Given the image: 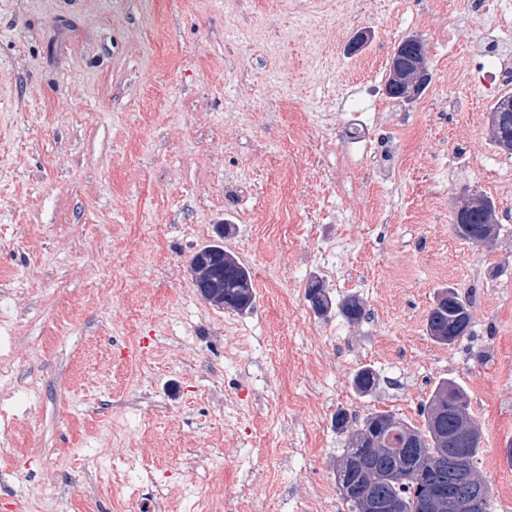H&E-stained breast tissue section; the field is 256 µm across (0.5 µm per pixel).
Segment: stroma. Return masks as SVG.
<instances>
[{"mask_svg":"<svg viewBox=\"0 0 512 512\" xmlns=\"http://www.w3.org/2000/svg\"><path fill=\"white\" fill-rule=\"evenodd\" d=\"M299 2L0 0V512H348L336 411L419 427L445 379L469 393L490 512H512V181L468 163L512 153L465 78L479 26L449 31L455 0ZM409 34L432 80L405 104L384 86ZM385 147L387 190L367 177ZM481 194L486 247L453 224ZM216 239L248 311L191 280ZM315 276L363 318L317 315ZM449 286L474 324L445 346L427 316ZM479 196L483 201V210L476 209L459 213V208H457L453 218L458 234L473 244L479 237L490 238V242L494 238L496 239L500 231L493 200L486 195Z\"/></svg>","mask_w":512,"mask_h":512,"instance_id":"1","label":"stroma"}]
</instances>
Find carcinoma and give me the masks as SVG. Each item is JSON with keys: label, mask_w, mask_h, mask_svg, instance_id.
<instances>
[{"label": "carcinoma", "mask_w": 512, "mask_h": 512, "mask_svg": "<svg viewBox=\"0 0 512 512\" xmlns=\"http://www.w3.org/2000/svg\"><path fill=\"white\" fill-rule=\"evenodd\" d=\"M491 140L512 150V93L501 95L490 108ZM483 209L454 211L458 234L473 243L479 237L494 239L500 228L493 200L481 196ZM201 252L212 257L207 265L192 270L193 278L210 282L202 298L218 308L244 311L252 303L251 278L246 267L224 246L205 245ZM306 295L320 314L333 302L324 282L314 279ZM342 314L351 322L364 315L363 302L349 296L340 302ZM427 327L430 336L443 345H453L469 336L473 327L470 298L450 287L438 295ZM380 385L374 370L364 367L354 377L357 392L369 394ZM471 416L466 389L454 380H444L424 406V428L419 429L388 412H373L360 429L349 430V416L336 411V430L345 435V448L336 466V482L349 512H364L370 502L387 505L385 512H436L432 491L437 486L446 496L465 495L474 501V512H488L490 495L477 491L471 478L477 476L476 461L481 436L456 442L460 415Z\"/></svg>", "instance_id": "1"}]
</instances>
